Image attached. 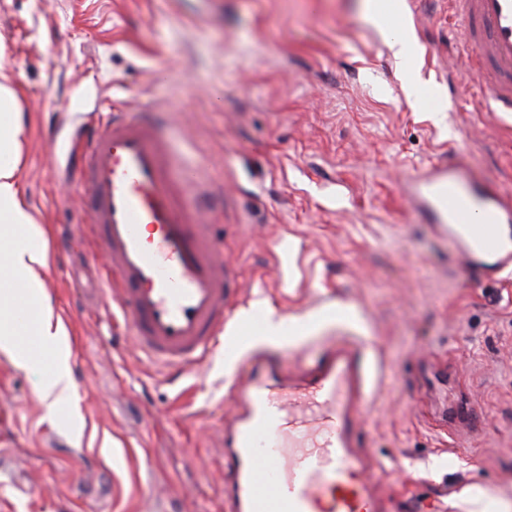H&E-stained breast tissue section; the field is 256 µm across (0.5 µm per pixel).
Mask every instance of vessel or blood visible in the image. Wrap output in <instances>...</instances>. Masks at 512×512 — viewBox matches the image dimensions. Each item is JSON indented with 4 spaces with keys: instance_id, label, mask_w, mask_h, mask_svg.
<instances>
[{
    "instance_id": "b4317fda",
    "label": "vessel or blood",
    "mask_w": 512,
    "mask_h": 512,
    "mask_svg": "<svg viewBox=\"0 0 512 512\" xmlns=\"http://www.w3.org/2000/svg\"><path fill=\"white\" fill-rule=\"evenodd\" d=\"M452 9L490 109L511 114L512 0H452ZM77 150L88 243L106 258L108 300L130 337L154 365L205 363L233 285L210 232L223 194L180 163L146 112L110 113ZM409 181L417 207L477 272L512 270V244L501 233L512 202L454 162ZM374 397L366 351L344 336L297 379L266 357L244 359L226 397L236 414L224 428L225 512H387L361 434Z\"/></svg>"
}]
</instances>
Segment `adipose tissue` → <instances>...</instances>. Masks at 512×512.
<instances>
[{"label": "adipose tissue", "mask_w": 512, "mask_h": 512, "mask_svg": "<svg viewBox=\"0 0 512 512\" xmlns=\"http://www.w3.org/2000/svg\"><path fill=\"white\" fill-rule=\"evenodd\" d=\"M26 130L13 76L0 66V266L9 271L8 280L0 281V349L17 364L31 365L23 338L32 333L56 351L57 360L39 385L41 396L56 403L69 397L72 382L67 354L60 349L65 331L44 305L40 274L50 262L45 230L16 176ZM26 312L32 315L27 322Z\"/></svg>", "instance_id": "adipose-tissue-1"}]
</instances>
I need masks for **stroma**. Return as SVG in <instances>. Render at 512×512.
<instances>
[{"instance_id":"obj_1","label":"stroma","mask_w":512,"mask_h":512,"mask_svg":"<svg viewBox=\"0 0 512 512\" xmlns=\"http://www.w3.org/2000/svg\"><path fill=\"white\" fill-rule=\"evenodd\" d=\"M414 81L362 0H0V57L27 123L18 177L45 224L46 302L67 333L71 415L0 351V512H224L219 445L238 361L318 363L365 341L378 380L366 444L390 512H486L512 492V273L487 279L419 211L405 175L454 160L512 196V121L459 45L448 0H401ZM170 112L224 190L213 236L234 281L214 357L148 364L104 310L72 142L84 114ZM293 239L298 284L272 254ZM287 314L285 336L250 309ZM479 430L440 427L443 387Z\"/></svg>"}]
</instances>
